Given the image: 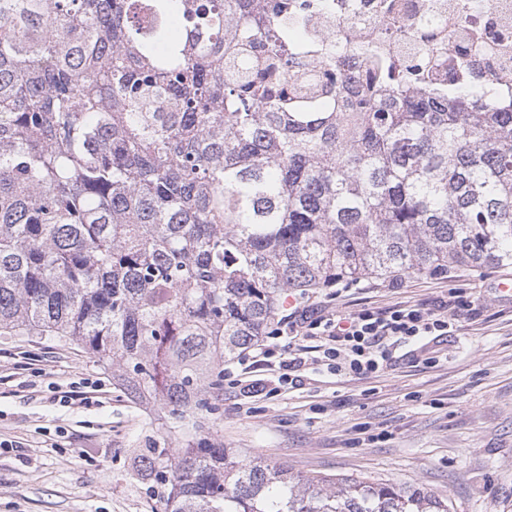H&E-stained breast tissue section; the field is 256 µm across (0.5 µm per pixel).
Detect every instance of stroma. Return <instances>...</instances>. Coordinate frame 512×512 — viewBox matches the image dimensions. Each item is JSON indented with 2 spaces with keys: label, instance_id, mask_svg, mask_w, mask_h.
Listing matches in <instances>:
<instances>
[{
  "label": "stroma",
  "instance_id": "1",
  "mask_svg": "<svg viewBox=\"0 0 512 512\" xmlns=\"http://www.w3.org/2000/svg\"><path fill=\"white\" fill-rule=\"evenodd\" d=\"M511 276L512 266L355 284L334 302L323 289L285 293L281 317L299 304L431 307L452 288L470 309L433 364L407 355L367 378L309 369L301 389L271 398L224 388L225 447L296 477L414 485L449 499L452 512H512V297L496 290ZM87 379L99 381L101 403L61 406L58 393ZM167 431L113 388L111 371L86 350L0 335V512H151L133 451Z\"/></svg>",
  "mask_w": 512,
  "mask_h": 512
}]
</instances>
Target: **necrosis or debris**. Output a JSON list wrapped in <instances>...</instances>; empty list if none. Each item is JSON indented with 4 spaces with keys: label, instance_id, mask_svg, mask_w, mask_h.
Here are the masks:
<instances>
[{
    "label": "necrosis or debris",
    "instance_id": "necrosis-or-debris-1",
    "mask_svg": "<svg viewBox=\"0 0 512 512\" xmlns=\"http://www.w3.org/2000/svg\"><path fill=\"white\" fill-rule=\"evenodd\" d=\"M329 12L313 16L309 29L336 44V69L350 82H365L368 71L348 51L359 44L391 64L408 67L425 27L445 50L424 77L452 90L478 83L512 97V0H331Z\"/></svg>",
    "mask_w": 512,
    "mask_h": 512
}]
</instances>
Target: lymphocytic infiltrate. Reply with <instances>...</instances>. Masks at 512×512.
Returning <instances> with one entry per match:
<instances>
[{
	"label": "lymphocytic infiltrate",
	"instance_id": "obj_1",
	"mask_svg": "<svg viewBox=\"0 0 512 512\" xmlns=\"http://www.w3.org/2000/svg\"><path fill=\"white\" fill-rule=\"evenodd\" d=\"M451 313L422 305H405L385 312L363 309L341 315L329 310L295 308L283 328L271 331L270 343L260 344L241 357L242 365L278 364L277 389L300 383L299 373L310 365L326 367L335 376L368 377L390 367L397 350L410 348L424 355L436 354L438 347L458 330V312L468 304L457 292H450ZM290 336L283 358L275 356V340Z\"/></svg>",
	"mask_w": 512,
	"mask_h": 512
}]
</instances>
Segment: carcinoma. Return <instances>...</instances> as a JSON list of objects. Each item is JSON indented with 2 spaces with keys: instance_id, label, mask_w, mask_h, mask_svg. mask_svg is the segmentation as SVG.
I'll list each match as a JSON object with an SVG mask.
<instances>
[{
  "instance_id": "1",
  "label": "carcinoma",
  "mask_w": 512,
  "mask_h": 512,
  "mask_svg": "<svg viewBox=\"0 0 512 512\" xmlns=\"http://www.w3.org/2000/svg\"><path fill=\"white\" fill-rule=\"evenodd\" d=\"M309 9L0 0V332L91 352L168 421L178 447L134 449L163 512H450L213 433L208 394L283 293L512 264V107L372 54L342 112Z\"/></svg>"
}]
</instances>
